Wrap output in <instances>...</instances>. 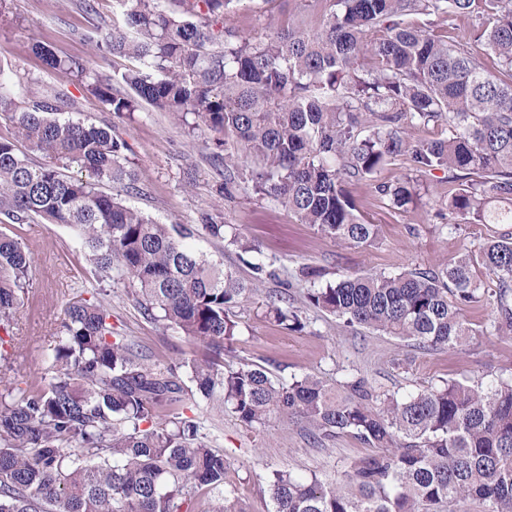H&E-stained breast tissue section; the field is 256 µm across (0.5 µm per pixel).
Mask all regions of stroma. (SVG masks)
Instances as JSON below:
<instances>
[{
    "mask_svg": "<svg viewBox=\"0 0 512 512\" xmlns=\"http://www.w3.org/2000/svg\"><path fill=\"white\" fill-rule=\"evenodd\" d=\"M322 12L321 0H242L230 20L259 41L286 24L289 16L313 25ZM121 14L118 0H95L90 7L85 0H6L0 11V65L13 71L20 98L51 88L67 89L75 102L74 118L112 126L128 141L138 183L126 195L127 205L159 223L191 227L192 243L199 252L236 271L241 279L253 280L254 271L241 260L239 248L202 228V213L221 215L226 225L255 245L259 260L274 270V277L263 279L258 295L238 307L241 334L227 364L259 366L273 379L287 381L308 373L331 384L361 376L381 391L397 395L464 375L487 381L512 373V337L483 332L492 301L467 309V319L482 334L464 350L423 351L393 336L346 327L310 307L304 300L306 284L298 276L304 265L320 269L327 282L365 271L436 270L448 259L478 249L493 232H512V225L449 220L447 171L418 167L407 155L348 185L360 219L380 227L376 245L369 248L341 246L321 237L297 215L255 195L247 186H240L233 197H224L222 169L204 137L190 134L170 114L149 107L131 115L107 111L64 74L46 69L31 51L32 43L40 41L58 56L89 62L104 77H119L137 68L138 60L102 54L97 43L120 23ZM406 178L418 185L417 204L398 207L380 194V184ZM21 236L33 257L32 276L13 314L14 337L0 341V374L20 384L52 376V349L65 307L88 288L91 275L87 252L68 227L34 220L23 225ZM283 290L293 297L304 323L302 330L282 329L258 312L271 295ZM106 301L115 331L134 341L152 362L168 365L203 354V346L177 329L145 319L130 288L112 285ZM192 415L204 423L212 447L228 459L226 486L249 512H270L267 478L272 471L321 476L370 452L349 435L323 446L315 444L301 424L288 420L274 419L247 429L231 413L204 405L194 408Z\"/></svg>",
    "mask_w": 512,
    "mask_h": 512,
    "instance_id": "stroma-1",
    "label": "stroma"
}]
</instances>
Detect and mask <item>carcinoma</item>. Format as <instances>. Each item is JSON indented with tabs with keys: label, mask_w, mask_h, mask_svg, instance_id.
<instances>
[{
	"label": "carcinoma",
	"mask_w": 512,
	"mask_h": 512,
	"mask_svg": "<svg viewBox=\"0 0 512 512\" xmlns=\"http://www.w3.org/2000/svg\"><path fill=\"white\" fill-rule=\"evenodd\" d=\"M122 25L101 51L140 67L113 92L77 58L36 41L32 52L97 97L110 112L148 105L168 112L215 146L232 197L240 167L253 163L255 193L278 201L324 238L368 247L367 224L345 184L407 153L418 166L448 171L451 213L480 224H512V0H321L315 29L288 22L258 42L229 22L243 0H118ZM466 17L448 39L432 17ZM496 59L495 74L477 55ZM13 72L0 66V216L70 227L89 250L93 276L132 288L141 313L206 347L173 366L149 361L112 331L104 298L68 303L54 348L53 376L0 392V512H182L198 490L209 512H248L225 488L229 463L203 426L178 412L184 386L255 429L276 417L305 425L317 443L351 435L376 449L336 478L277 472L271 512H512V376L488 384L450 379L407 397L353 377L338 386L306 374L289 382L265 370L233 368L224 351L239 335L234 309L257 284L199 253L191 229L161 224L127 205L135 189L130 146L110 127L58 117L60 94L13 97ZM445 123L450 135L425 141L408 132ZM26 144L47 161L34 165ZM77 169L80 177L65 174ZM112 185V193L100 183ZM398 207L418 193L410 181L382 185ZM498 283L490 335H512V234L491 235L438 271H370L317 284L304 267L306 301L349 327L379 331L423 350L463 349L477 334L464 308L482 301L473 269ZM21 236L0 231V329L29 281ZM265 317L300 321L281 294ZM80 448L76 458L65 452Z\"/></svg>",
	"instance_id": "carcinoma-1"
}]
</instances>
